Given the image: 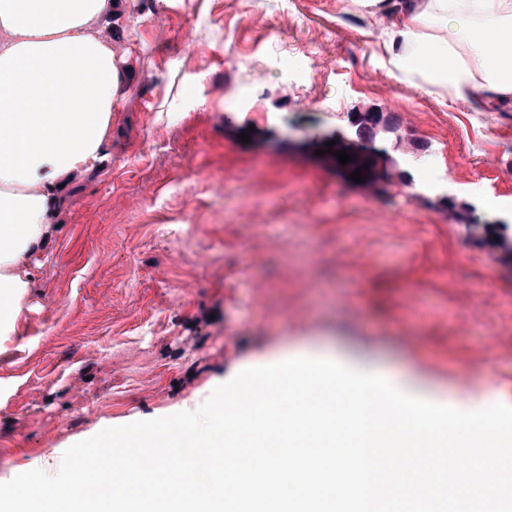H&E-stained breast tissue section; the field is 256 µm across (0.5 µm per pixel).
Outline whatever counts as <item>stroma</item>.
Wrapping results in <instances>:
<instances>
[{
	"mask_svg": "<svg viewBox=\"0 0 512 512\" xmlns=\"http://www.w3.org/2000/svg\"><path fill=\"white\" fill-rule=\"evenodd\" d=\"M122 4L107 160L67 187L18 331L0 338V483L55 473L104 428L198 409L239 361L367 357L390 383L415 374L452 395L493 331L480 389L503 403L512 107L391 76V18L345 0ZM368 108L426 147L389 149L377 185L314 140ZM485 224L500 245L477 237Z\"/></svg>",
	"mask_w": 512,
	"mask_h": 512,
	"instance_id": "obj_1",
	"label": "stroma"
}]
</instances>
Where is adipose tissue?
Listing matches in <instances>:
<instances>
[{"label": "adipose tissue", "instance_id": "adipose-tissue-1", "mask_svg": "<svg viewBox=\"0 0 512 512\" xmlns=\"http://www.w3.org/2000/svg\"><path fill=\"white\" fill-rule=\"evenodd\" d=\"M395 17V72L452 98L512 106V0H353ZM113 0H0V335L16 333L32 254L56 230L62 184L100 170L123 77L99 27ZM23 112H15V101Z\"/></svg>", "mask_w": 512, "mask_h": 512}]
</instances>
